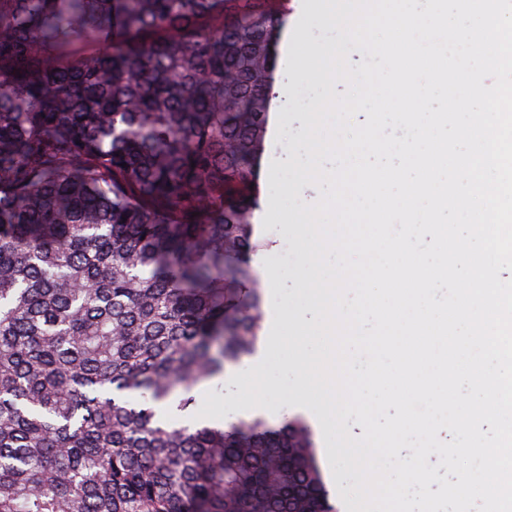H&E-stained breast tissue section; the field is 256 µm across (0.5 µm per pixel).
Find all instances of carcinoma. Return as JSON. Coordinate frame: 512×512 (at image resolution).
Wrapping results in <instances>:
<instances>
[{"label": "carcinoma", "instance_id": "1", "mask_svg": "<svg viewBox=\"0 0 512 512\" xmlns=\"http://www.w3.org/2000/svg\"><path fill=\"white\" fill-rule=\"evenodd\" d=\"M0 0V512H337L308 421H195L251 354L290 0Z\"/></svg>", "mask_w": 512, "mask_h": 512}]
</instances>
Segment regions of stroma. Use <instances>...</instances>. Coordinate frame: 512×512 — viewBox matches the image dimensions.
<instances>
[{
    "label": "stroma",
    "instance_id": "1",
    "mask_svg": "<svg viewBox=\"0 0 512 512\" xmlns=\"http://www.w3.org/2000/svg\"><path fill=\"white\" fill-rule=\"evenodd\" d=\"M323 7L320 0H291L290 12L273 34L275 66L272 84L287 88L292 81L293 67L287 64L285 52L296 33H304V53L329 50L340 38L338 30L325 26L320 20ZM315 87L306 88L301 96H281L273 108L274 121L267 128L263 151L257 162V212L266 213V220L258 222L256 231L263 238L281 244L291 242L290 221L302 204L315 202L319 197L316 187L299 182L288 166L289 157L281 150L282 143L294 142L309 119L305 108L308 98L318 95ZM269 272L266 284L265 323L263 338L255 354L244 357L235 366L236 371L247 372L264 361L270 382L285 392L293 390V373L283 361L285 349L281 343L287 330L281 323L282 313L296 305L298 284L294 265L283 264L277 252L267 259Z\"/></svg>",
    "mask_w": 512,
    "mask_h": 512
}]
</instances>
